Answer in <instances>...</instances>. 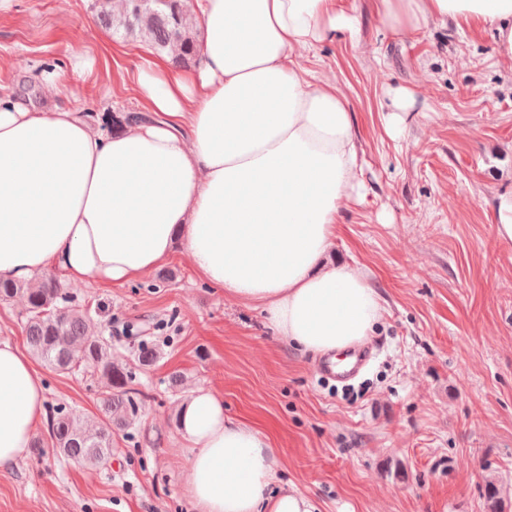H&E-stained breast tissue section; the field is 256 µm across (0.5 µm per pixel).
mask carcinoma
<instances>
[{"label":"carcinoma","mask_w":512,"mask_h":512,"mask_svg":"<svg viewBox=\"0 0 512 512\" xmlns=\"http://www.w3.org/2000/svg\"><path fill=\"white\" fill-rule=\"evenodd\" d=\"M111 2L94 0V21L98 25L167 53L177 66L195 62L198 24L184 0H123V8L117 13ZM18 294L26 297V340L33 354L63 372H72L83 362L93 363L104 388L102 402L106 409L125 417L137 414L139 404L129 388L133 374L112 362V339L88 337L89 311L52 279L39 288H23L0 279V300ZM158 356L157 345L147 339L140 340L134 350L141 368L151 366ZM49 429L56 451L67 463L96 467L112 455V427L90 429L60 404L52 407ZM484 496L489 512H503L497 485L486 484Z\"/></svg>","instance_id":"obj_1"}]
</instances>
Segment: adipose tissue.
Returning a JSON list of instances; mask_svg holds the SVG:
<instances>
[{
    "instance_id": "obj_1",
    "label": "adipose tissue",
    "mask_w": 512,
    "mask_h": 512,
    "mask_svg": "<svg viewBox=\"0 0 512 512\" xmlns=\"http://www.w3.org/2000/svg\"><path fill=\"white\" fill-rule=\"evenodd\" d=\"M195 65L169 58L137 76L147 120L103 129L81 105H28L0 91V279L121 286L183 244L196 272L262 310L301 353L365 345L381 297L354 263L329 261L345 200L360 196L357 124L335 82L311 80L294 53L341 33L336 0H190ZM398 36L432 19L493 29L512 60V0H374ZM28 356L0 339V469L21 459L45 416ZM193 512H314L276 488L281 453L200 388L178 412Z\"/></svg>"
}]
</instances>
